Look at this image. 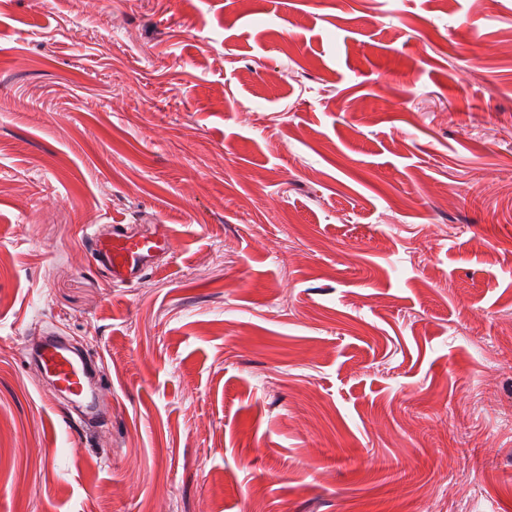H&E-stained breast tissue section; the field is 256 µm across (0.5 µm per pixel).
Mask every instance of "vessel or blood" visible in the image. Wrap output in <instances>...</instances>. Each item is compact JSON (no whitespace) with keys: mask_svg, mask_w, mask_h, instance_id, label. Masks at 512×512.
Returning a JSON list of instances; mask_svg holds the SVG:
<instances>
[{"mask_svg":"<svg viewBox=\"0 0 512 512\" xmlns=\"http://www.w3.org/2000/svg\"><path fill=\"white\" fill-rule=\"evenodd\" d=\"M89 242L92 263L105 271L107 283L115 288L139 280L174 248L173 236L163 228L94 232ZM34 357L56 394L81 408L83 421H102L100 399L108 384L101 375L89 374L87 356L74 351L63 336L55 334L46 338Z\"/></svg>","mask_w":512,"mask_h":512,"instance_id":"1","label":"vessel or blood"}]
</instances>
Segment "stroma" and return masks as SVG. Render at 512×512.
<instances>
[{
  "label": "stroma",
  "instance_id": "1",
  "mask_svg": "<svg viewBox=\"0 0 512 512\" xmlns=\"http://www.w3.org/2000/svg\"><path fill=\"white\" fill-rule=\"evenodd\" d=\"M511 329L512 0H0V512H512ZM87 239L92 263L106 272V281L113 288L139 280L174 248L173 236L157 227L117 229L107 234L94 232ZM28 355L40 363L55 392L68 403L81 408L84 422L107 421L100 410V399L108 388L107 381L99 373L90 376V358L77 353L64 336L53 333L48 336L37 352L29 350ZM59 403L60 399L58 397Z\"/></svg>",
  "mask_w": 512,
  "mask_h": 512
}]
</instances>
